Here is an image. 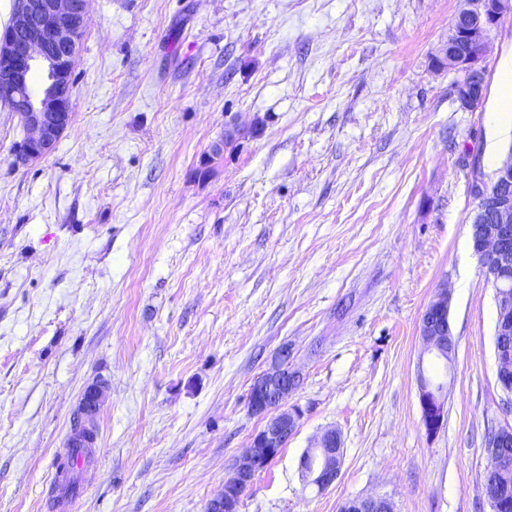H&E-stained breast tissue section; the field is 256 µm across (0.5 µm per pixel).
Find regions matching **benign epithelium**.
Wrapping results in <instances>:
<instances>
[{"label":"benign epithelium","mask_w":512,"mask_h":512,"mask_svg":"<svg viewBox=\"0 0 512 512\" xmlns=\"http://www.w3.org/2000/svg\"><path fill=\"white\" fill-rule=\"evenodd\" d=\"M464 6L442 49L441 67L463 73L453 91L460 106L468 109L483 97V86L475 77L493 32L506 15H512V0H462ZM87 0H13L8 24L0 30V94L23 125L26 138L15 155V163L25 165L48 155L73 119L68 89L76 65V51L87 27ZM477 46L476 54L469 47ZM45 69L48 81L35 90L33 75ZM472 248L479 257L487 280L495 291L497 319L494 343L497 382L512 393V160L496 170L490 186L481 188L472 227ZM450 297L444 288L427 306L420 335L421 356L433 361H451L454 335L448 319ZM291 351L281 348L270 367L253 381L249 409L265 419L252 437L249 448L235 459L232 476L224 483V493L211 500L207 512H238L241 496L260 469L296 431L302 411L286 407L288 396L300 381L290 369ZM103 397L99 386L88 388L71 424V432L91 430ZM418 400L423 425L436 433L444 420L443 388L424 368L418 372ZM512 447V426L498 429L490 441L488 470L499 469ZM343 458L340 432L325 430L301 458L299 470L305 487L323 491L337 479ZM341 512H393L390 501L381 496L348 500Z\"/></svg>","instance_id":"benign-epithelium-1"}]
</instances>
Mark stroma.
I'll list each match as a JSON object with an SVG mask.
<instances>
[{"instance_id": "35a3bbf8", "label": "stroma", "mask_w": 512, "mask_h": 512, "mask_svg": "<svg viewBox=\"0 0 512 512\" xmlns=\"http://www.w3.org/2000/svg\"><path fill=\"white\" fill-rule=\"evenodd\" d=\"M459 0H88L73 121L25 165L0 103V512H57L85 389L96 445L64 512H206L261 428L253 380L281 347L301 381L285 448L238 512H491L486 435L512 426L494 290L471 246L512 17L460 108L439 67ZM223 144L213 156L215 144ZM207 175H200V167ZM451 293L435 435L420 320ZM339 430L340 475L304 488ZM103 397V390L100 386L88 388L82 399V403L71 424V436L78 430L91 432L96 414L99 410ZM301 458L299 470L304 487L323 491L337 479L343 458L341 435L336 428L326 429ZM341 512H393L390 501L381 496H367L348 500Z\"/></svg>"}]
</instances>
